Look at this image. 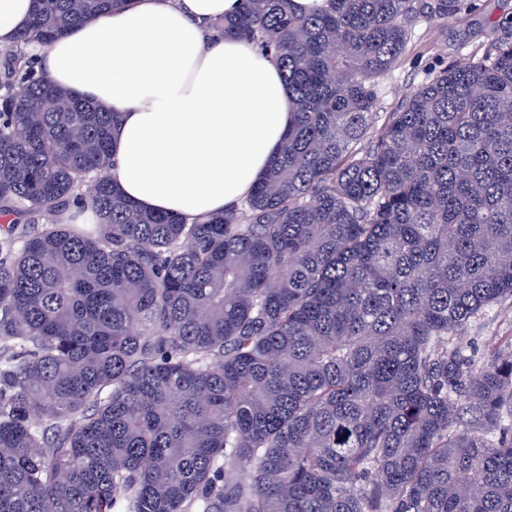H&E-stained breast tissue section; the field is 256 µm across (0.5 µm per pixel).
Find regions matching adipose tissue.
<instances>
[{
    "instance_id": "adipose-tissue-1",
    "label": "adipose tissue",
    "mask_w": 512,
    "mask_h": 512,
    "mask_svg": "<svg viewBox=\"0 0 512 512\" xmlns=\"http://www.w3.org/2000/svg\"><path fill=\"white\" fill-rule=\"evenodd\" d=\"M241 0H133L39 55L56 85L119 113L111 175L141 207L190 219L240 205L294 118L275 56L214 30Z\"/></svg>"
}]
</instances>
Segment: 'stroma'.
<instances>
[{"label":"stroma","mask_w":512,"mask_h":512,"mask_svg":"<svg viewBox=\"0 0 512 512\" xmlns=\"http://www.w3.org/2000/svg\"><path fill=\"white\" fill-rule=\"evenodd\" d=\"M512 20V0H465L457 19L430 13L414 17L407 25L408 46L401 60L375 86L376 110L386 114L399 109L408 91L424 83L434 69L466 63L478 45L500 33V23ZM512 336V297L494 305L481 321L471 324L461 338L466 353L482 355L494 338Z\"/></svg>","instance_id":"stroma-1"}]
</instances>
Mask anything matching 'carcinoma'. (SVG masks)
<instances>
[{
	"label": "carcinoma",
	"instance_id": "1",
	"mask_svg": "<svg viewBox=\"0 0 512 512\" xmlns=\"http://www.w3.org/2000/svg\"><path fill=\"white\" fill-rule=\"evenodd\" d=\"M127 2L36 0L0 80V512H512V337L457 341L512 297V20L373 131L423 0H243L214 27L295 119L188 220L119 191V113L32 77ZM90 180L91 223L40 222Z\"/></svg>",
	"mask_w": 512,
	"mask_h": 512
}]
</instances>
